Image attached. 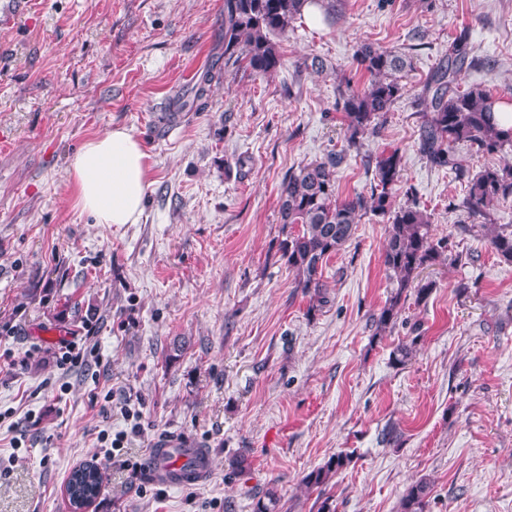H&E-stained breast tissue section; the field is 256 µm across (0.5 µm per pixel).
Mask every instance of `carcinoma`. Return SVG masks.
I'll use <instances>...</instances> for the list:
<instances>
[{
  "mask_svg": "<svg viewBox=\"0 0 512 512\" xmlns=\"http://www.w3.org/2000/svg\"><path fill=\"white\" fill-rule=\"evenodd\" d=\"M318 0H224V68L243 64L253 73L267 76L277 72L283 58L274 34L288 32L301 16L304 5ZM472 48L465 31L448 43V52L426 79L418 94L423 106L420 149L434 167L445 168L465 185L461 206L473 220L487 219L495 202L512 198V166H485L473 173L456 155L454 145L466 142L477 154H494L512 146V128L500 129L493 122L498 99L481 87L459 84L462 70L471 65ZM360 69L368 77L362 89L347 87L337 108L343 112L345 137L350 147L361 145L360 138L386 120V114L401 95L399 73L405 68L403 55L362 45L356 53ZM214 78L206 71L192 88L193 98L179 99V109H190L208 92ZM343 156L331 154L323 161H311L288 171L279 190L281 236L275 256L296 273V287L310 297L307 313L326 303L327 285L323 263L350 240L363 215L389 216L383 265L396 282L393 295L377 316L384 331L393 326L402 311V297L415 287L422 301L433 284H417L420 272L441 257L448 241L434 240L427 212L419 204L392 209V190L401 179L398 151L375 157L374 186L369 194L339 199L336 194V169ZM489 244L497 256L512 262V226L494 231ZM418 337L402 341L392 351L393 362L401 365L413 357ZM349 454L332 455L321 467L311 471L303 485L318 490L317 512H336L335 500L326 494L331 478L352 463ZM105 482L99 465L86 463L75 469L68 481L69 498H96ZM429 482L420 479L408 487L400 501V512H426Z\"/></svg>",
  "mask_w": 512,
  "mask_h": 512,
  "instance_id": "obj_1",
  "label": "carcinoma"
}]
</instances>
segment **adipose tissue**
<instances>
[{
    "instance_id": "1",
    "label": "adipose tissue",
    "mask_w": 512,
    "mask_h": 512,
    "mask_svg": "<svg viewBox=\"0 0 512 512\" xmlns=\"http://www.w3.org/2000/svg\"><path fill=\"white\" fill-rule=\"evenodd\" d=\"M146 159L141 142L123 127L86 141L67 168L81 210L99 224L138 223L148 188Z\"/></svg>"
}]
</instances>
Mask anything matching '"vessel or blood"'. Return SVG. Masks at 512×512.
<instances>
[{
    "instance_id": "b4317fda",
    "label": "vessel or blood",
    "mask_w": 512,
    "mask_h": 512,
    "mask_svg": "<svg viewBox=\"0 0 512 512\" xmlns=\"http://www.w3.org/2000/svg\"><path fill=\"white\" fill-rule=\"evenodd\" d=\"M147 469L154 481L186 487L207 481L212 471L205 449L186 436H170L161 440L151 454Z\"/></svg>"
}]
</instances>
